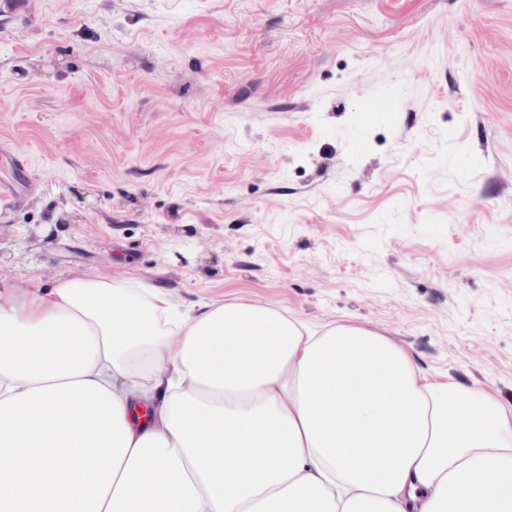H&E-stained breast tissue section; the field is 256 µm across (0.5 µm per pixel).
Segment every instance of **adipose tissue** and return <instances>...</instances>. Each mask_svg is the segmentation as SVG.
Returning a JSON list of instances; mask_svg holds the SVG:
<instances>
[{"label":"adipose tissue","instance_id":"adipose-tissue-1","mask_svg":"<svg viewBox=\"0 0 512 512\" xmlns=\"http://www.w3.org/2000/svg\"><path fill=\"white\" fill-rule=\"evenodd\" d=\"M0 512H512V406L361 326L0 282Z\"/></svg>","mask_w":512,"mask_h":512}]
</instances>
